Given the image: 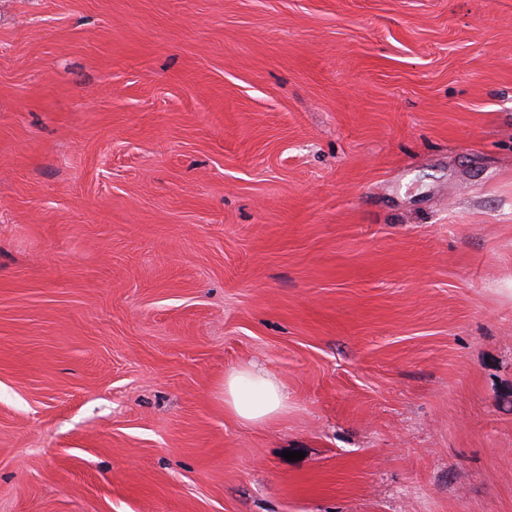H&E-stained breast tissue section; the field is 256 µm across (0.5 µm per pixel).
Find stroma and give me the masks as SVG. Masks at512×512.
Here are the masks:
<instances>
[{"mask_svg": "<svg viewBox=\"0 0 512 512\" xmlns=\"http://www.w3.org/2000/svg\"><path fill=\"white\" fill-rule=\"evenodd\" d=\"M0 512H512V0H0ZM288 407L283 386L269 374L244 366L224 378V409L245 423H263Z\"/></svg>", "mask_w": 512, "mask_h": 512, "instance_id": "1", "label": "stroma"}]
</instances>
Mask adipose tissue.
<instances>
[{
    "instance_id": "obj_1",
    "label": "adipose tissue",
    "mask_w": 512,
    "mask_h": 512,
    "mask_svg": "<svg viewBox=\"0 0 512 512\" xmlns=\"http://www.w3.org/2000/svg\"><path fill=\"white\" fill-rule=\"evenodd\" d=\"M288 396L269 374L245 366L224 379V407L245 423H262L283 412Z\"/></svg>"
}]
</instances>
